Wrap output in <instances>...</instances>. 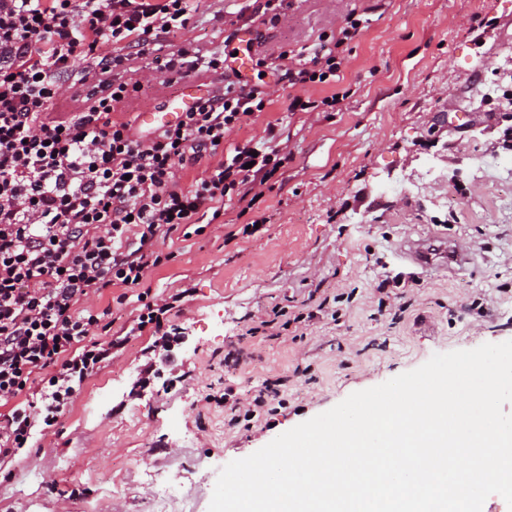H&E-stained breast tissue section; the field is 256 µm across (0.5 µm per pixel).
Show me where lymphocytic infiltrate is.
Listing matches in <instances>:
<instances>
[{"label": "lymphocytic infiltrate", "mask_w": 512, "mask_h": 512, "mask_svg": "<svg viewBox=\"0 0 512 512\" xmlns=\"http://www.w3.org/2000/svg\"><path fill=\"white\" fill-rule=\"evenodd\" d=\"M191 0H0V461L34 447L77 391L111 364L127 340L101 343L91 332L110 308L94 302L144 286L171 260L163 242L179 228L206 226L224 204L264 186L291 158L276 125L260 139L225 144L228 132L265 112L258 85L239 76L233 52L200 53L176 42ZM363 20L349 13L336 33L274 68L303 89L335 84L347 46ZM173 39L148 74L133 75L131 51ZM97 83L77 112L55 114L72 98L78 63ZM224 74L222 93L200 98L173 125L135 133L124 106L152 80L173 82L195 70ZM180 294L144 303L136 332L178 315ZM307 299L296 311L258 316L251 343L300 340L299 325L326 309Z\"/></svg>", "instance_id": "lymphocytic-infiltrate-1"}]
</instances>
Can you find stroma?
Listing matches in <instances>:
<instances>
[{
	"label": "stroma",
	"mask_w": 512,
	"mask_h": 512,
	"mask_svg": "<svg viewBox=\"0 0 512 512\" xmlns=\"http://www.w3.org/2000/svg\"><path fill=\"white\" fill-rule=\"evenodd\" d=\"M263 3L195 0L180 40L275 56L363 14L342 78L306 91L343 101L293 113L287 81L248 71L271 103L228 140L273 123L292 160L251 209L228 203L222 227L166 240L173 258L151 292H188L169 351L130 337L41 447L0 463V512H156L160 484L175 493L168 512H208L230 461L433 354L512 340V0H290L276 28L262 25ZM430 162L440 179L416 185ZM255 220L260 232L225 240V225ZM438 239L472 262L423 271L399 254ZM315 288L339 296L336 316L297 343L249 345L260 313ZM239 348L251 363L225 374ZM279 379L281 406L228 427L236 399Z\"/></svg>",
	"instance_id": "stroma-1"
}]
</instances>
